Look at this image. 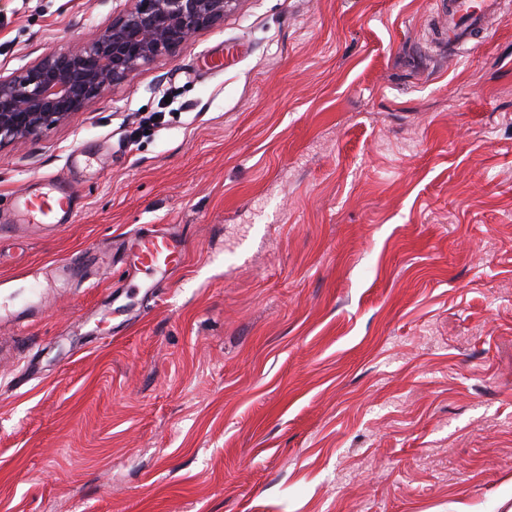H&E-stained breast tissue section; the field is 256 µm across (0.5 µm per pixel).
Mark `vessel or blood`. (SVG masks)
Wrapping results in <instances>:
<instances>
[{
	"mask_svg": "<svg viewBox=\"0 0 512 512\" xmlns=\"http://www.w3.org/2000/svg\"><path fill=\"white\" fill-rule=\"evenodd\" d=\"M498 9V0H448L449 45L482 38ZM71 200V191L48 177L42 192L15 197L13 210L42 224H65L71 218ZM185 257L186 245L181 235L159 225H139L126 237L122 260L132 270L164 274L180 268Z\"/></svg>",
	"mask_w": 512,
	"mask_h": 512,
	"instance_id": "b4317fda",
	"label": "vessel or blood"
}]
</instances>
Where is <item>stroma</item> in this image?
Segmentation results:
<instances>
[{
  "mask_svg": "<svg viewBox=\"0 0 512 512\" xmlns=\"http://www.w3.org/2000/svg\"><path fill=\"white\" fill-rule=\"evenodd\" d=\"M131 5L0 0V76ZM440 8L235 0L0 144V512H512V0L454 50ZM48 175L74 223L16 222ZM138 224L187 248L146 305Z\"/></svg>",
  "mask_w": 512,
  "mask_h": 512,
  "instance_id": "35a3bbf8",
  "label": "stroma"
}]
</instances>
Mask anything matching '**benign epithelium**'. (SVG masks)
I'll return each instance as SVG.
<instances>
[{
	"mask_svg": "<svg viewBox=\"0 0 512 512\" xmlns=\"http://www.w3.org/2000/svg\"><path fill=\"white\" fill-rule=\"evenodd\" d=\"M235 0H133L93 39L0 78V144L65 122L141 66L174 54Z\"/></svg>",
	"mask_w": 512,
	"mask_h": 512,
	"instance_id": "obj_1",
	"label": "benign epithelium"
}]
</instances>
